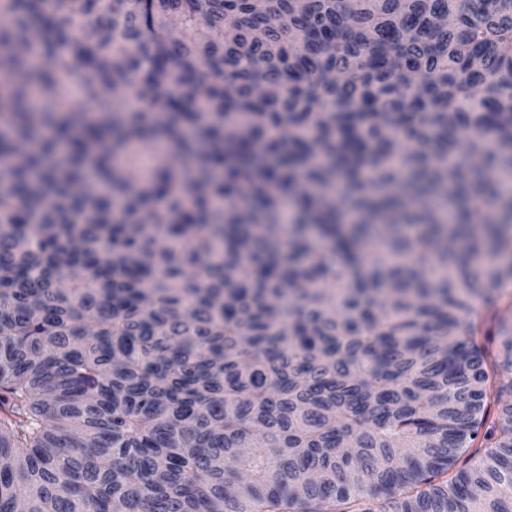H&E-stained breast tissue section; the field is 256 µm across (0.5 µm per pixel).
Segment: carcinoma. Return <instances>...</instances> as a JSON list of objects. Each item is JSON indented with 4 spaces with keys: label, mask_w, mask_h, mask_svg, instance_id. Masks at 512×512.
Masks as SVG:
<instances>
[{
    "label": "carcinoma",
    "mask_w": 512,
    "mask_h": 512,
    "mask_svg": "<svg viewBox=\"0 0 512 512\" xmlns=\"http://www.w3.org/2000/svg\"><path fill=\"white\" fill-rule=\"evenodd\" d=\"M68 2L0 0V512H512V0Z\"/></svg>",
    "instance_id": "1"
}]
</instances>
